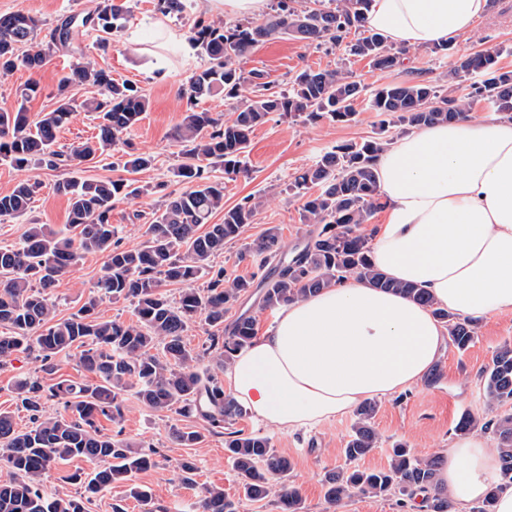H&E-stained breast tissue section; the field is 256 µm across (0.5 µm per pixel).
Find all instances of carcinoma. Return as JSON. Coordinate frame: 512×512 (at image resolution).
Wrapping results in <instances>:
<instances>
[{"label": "carcinoma", "instance_id": "1", "mask_svg": "<svg viewBox=\"0 0 512 512\" xmlns=\"http://www.w3.org/2000/svg\"><path fill=\"white\" fill-rule=\"evenodd\" d=\"M292 2L277 0L276 8L260 24L193 20L191 40L204 51L208 64L191 76L184 89L191 108L174 132L180 160L172 169L176 181L188 189L169 194L152 213L141 247L123 248L115 240V203L139 193L132 180L123 177L58 182L57 192L69 201L66 230L55 232L45 224H31L19 245L0 247V326L6 328L0 333V358L36 351L41 361L50 362L75 347L77 365L85 373L82 382L48 383L40 377L20 381L18 399L31 422L23 430L17 429L10 412L0 411V468L6 469V475L0 474V512H85L82 499L50 498L42 489L43 475L64 461L82 458L104 463L84 481L90 493L128 482L133 473L146 468L150 454L134 449L125 439L102 434L97 425L100 416L114 424L121 422L122 395L131 388L156 412H195L204 419L200 429H172L178 444L191 448L208 435L224 436V453L242 477L246 498L273 497L281 512H301L300 492L288 483L290 461L276 454L264 436L224 431V422L242 416L243 409L226 395L216 372L203 376L198 370L207 359L221 369L228 366L234 354L256 337L250 316L240 315L224 325L233 304L255 286L261 289L262 308L274 309L355 274L374 288L434 308L458 350L474 342L476 329L471 322L435 306L423 289L390 280L371 263L369 235L359 227L383 207L374 168L385 144L380 137L340 144L295 177L289 189L304 198V222L320 225L316 235L290 259L276 227L243 248V254L260 259L261 268L277 261L275 276L257 283L231 279L224 275V268L212 267V258L226 244L242 239L263 201L247 196L224 207V183L211 179L209 168L220 165L227 176L241 173L251 134L272 114L310 123L324 118L349 122L356 115L354 103L364 91L347 69L305 68L292 77L288 91L277 92L263 72L251 71L246 77L236 62L268 39L293 35L309 45L340 47L346 56L365 59L376 71L403 65L404 48L391 47L366 29L369 0H336L334 7L317 0L322 7L309 9H299ZM156 8L163 15L180 16L187 5L185 0H157ZM126 20L122 7L102 0L80 17L63 19L40 40V24L34 17L0 15V71L19 66L38 70L52 53L77 50L74 39L81 27L97 32L98 45L104 47ZM500 52L486 48L460 58L452 72L456 87L446 93L425 81L378 87L369 106L380 116V132L398 125L417 129L460 120L479 102L512 118V70L498 65ZM86 82L99 86L100 93L77 105L67 89ZM38 92L39 85L33 81L20 91L17 106L0 109V159L17 170L43 164L56 169L110 156L118 145H127L122 135L149 106L142 89L112 79L110 71L91 61L76 63L61 80L56 107L33 119L27 103ZM217 93L238 101L233 118L224 120L198 108ZM79 107L95 114L96 136L67 151L54 149L59 130ZM152 162V156L132 148L122 150L120 156L127 173L146 169ZM39 189L38 182L23 181L0 195V221L23 215ZM221 210L223 222L210 223ZM89 253L106 254L104 272L78 312L58 319L51 290ZM206 268L211 272L207 285L190 287ZM165 282L189 288L171 299L161 291ZM106 300L134 302L136 321L100 319L96 309ZM196 318L209 327L207 343L198 350L183 341ZM481 383L489 410L512 401L511 345L496 352L481 374ZM54 399L63 404L64 413L44 416V405ZM374 413L370 403L357 409V421L343 448L346 467L325 476V500L337 504L355 491L374 497L410 498L421 493L426 512H451L448 496L435 482L438 462L434 458H421L397 444L388 468L367 470L355 465L376 447L371 426ZM479 426L496 436L502 479L511 482L512 413L484 421L468 412L459 431L467 433ZM197 512H237V507L223 488L212 486L200 497Z\"/></svg>", "mask_w": 512, "mask_h": 512}]
</instances>
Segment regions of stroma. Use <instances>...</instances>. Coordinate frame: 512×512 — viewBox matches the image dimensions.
<instances>
[{
    "label": "stroma",
    "instance_id": "1",
    "mask_svg": "<svg viewBox=\"0 0 512 512\" xmlns=\"http://www.w3.org/2000/svg\"><path fill=\"white\" fill-rule=\"evenodd\" d=\"M123 2L130 9L127 29H138L139 45L127 43L124 32H120L113 36L108 49L101 51L96 47V33L86 30L79 32L76 42L87 58L111 71L113 79L136 83L150 101L142 120L128 131L125 139L140 151L153 155L155 161L152 167L136 176L138 185L144 188L143 194L133 201L117 203L112 211V222L121 246L136 248L146 240L145 215L158 209L162 202L158 184H165V191L170 193L183 189L171 175L179 154L173 133L189 107L182 90L192 74L208 63L207 57L201 53L188 61L178 55L167 54L168 75L165 80L158 81L144 70L143 52L154 44L156 22H163L171 31L185 36L192 20L199 16L208 17L209 12L205 0H187L189 8L180 18L161 16L156 9V0ZM95 3L96 0H0V14H30L47 31L65 17L90 9ZM487 45L502 47L499 64L512 70V0H497L495 6L476 22L473 32L457 39L447 54L433 53L428 47H415L409 51V65L389 72L372 70L364 60L344 63L341 50L327 45L316 48L291 36L276 37L259 44L241 60L240 66L246 72L253 69L265 71L277 91L288 89L291 77L303 68L324 69L342 64L349 66L356 80L368 91L388 83L418 80L447 91L453 84L450 72L455 61ZM75 62L74 55L59 51L52 54L37 72L19 68L10 74L0 75V108L14 106L18 92L35 79L40 83V92L29 102V111L34 115L50 111L57 100L61 76ZM355 109L354 120L346 123L328 120L305 123L271 115L251 135L242 173L228 178L223 168H211L212 178L224 183L225 206H234L249 195H261L266 199L253 224L243 233L241 243L226 246L223 254L215 258V266L223 267L227 276L247 278L258 273L256 259L240 258L239 253L242 242L256 240L268 227H277L282 242L290 249L303 244L316 232V225L303 222L302 201L289 192L288 185L299 171L314 165L336 145L359 142L377 132L379 116L368 108L366 99H359ZM112 162V157L106 156L94 163L68 168L51 170L35 165L20 172L8 162L0 161V194L10 192L24 178L35 179L42 184L24 215L0 222V246L18 244L32 224L64 230L69 203L65 196L55 191V184L71 177L118 178L120 172L113 168ZM105 264L103 254L85 255L72 272L57 282L54 295L58 318L65 319L77 313L93 284L102 275ZM506 343L512 344V315L491 317L482 323L477 337L466 351H459L453 346L446 348L437 365L440 373L437 383L425 382L400 395L377 400L373 426L379 443L360 460V467L369 470L387 468L391 447L398 442L425 457L439 455L447 449L449 442L457 437L456 425L463 413H484L486 403L480 374L490 365L495 351ZM41 373V362L24 354L0 362V410L12 412L18 427H27L29 416L16 399L15 385L22 379ZM354 421V415L349 414L304 434H288L267 428L248 413L233 421L231 427L267 437L273 450L288 458L291 463L289 479L300 489L302 512H405L393 497L355 494L337 507L325 501L322 480L327 472L345 466L343 448ZM201 425L198 416L158 413L146 408L134 393H126L122 423L116 425L103 419L99 426L105 434L119 433L127 440L154 447L152 465L136 472L131 482L150 492L151 503L146 506L133 498L129 492L130 484H116L86 496V512H112L116 506L122 512H189L202 490L209 486L223 488L226 497L237 500L238 512H278L272 500L243 498L242 479L224 454L223 436H207L191 448L177 444L171 437L172 427L198 428ZM186 460L195 466V475L189 482L185 481L181 470V464ZM94 468V463L81 459L56 465L45 474L43 490L54 497L85 496L83 484L70 481L69 476L77 471L89 473Z\"/></svg>",
    "mask_w": 512,
    "mask_h": 512
}]
</instances>
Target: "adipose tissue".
I'll return each instance as SVG.
<instances>
[{
  "mask_svg": "<svg viewBox=\"0 0 512 512\" xmlns=\"http://www.w3.org/2000/svg\"><path fill=\"white\" fill-rule=\"evenodd\" d=\"M487 8L371 0L367 22L388 45L437 46L471 32ZM375 171L387 220L370 228L374 267L474 324L512 314V119L418 128L386 144ZM448 339L429 307L353 276L282 305L227 368L229 395L272 429H315L430 378ZM436 481L453 512L493 485L495 512H512V484L483 432L449 444Z\"/></svg>",
  "mask_w": 512,
  "mask_h": 512,
  "instance_id": "1",
  "label": "adipose tissue"
}]
</instances>
